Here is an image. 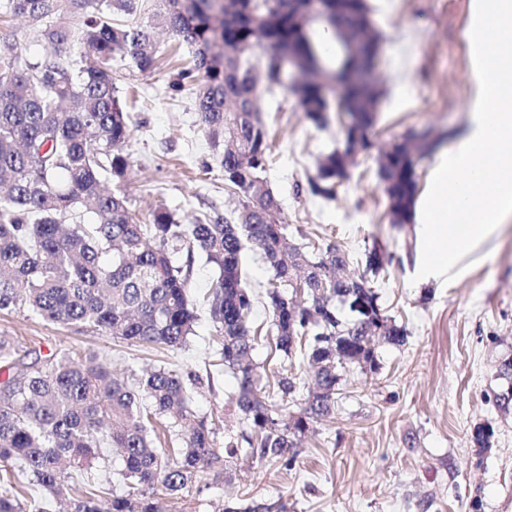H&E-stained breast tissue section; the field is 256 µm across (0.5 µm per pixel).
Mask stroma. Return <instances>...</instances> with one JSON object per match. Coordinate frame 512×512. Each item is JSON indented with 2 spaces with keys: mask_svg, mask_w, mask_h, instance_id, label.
<instances>
[{
  "mask_svg": "<svg viewBox=\"0 0 512 512\" xmlns=\"http://www.w3.org/2000/svg\"><path fill=\"white\" fill-rule=\"evenodd\" d=\"M366 3L380 34L381 98L369 131L374 150L358 155L336 199L304 192L319 160L343 149L342 117L331 112L327 127L317 128L301 111L286 69L280 84L260 94L270 146L264 177L294 243L331 239L349 253L355 271L373 245L393 254L376 288L388 315L405 327V341L377 344L378 371L346 369L333 416L305 433L292 468L238 458L201 473L181 500L158 492L165 512H217L277 498L288 512H512V411L493 402L512 386L501 373L512 360V224L467 278L417 283L415 226L390 223L375 154L412 131L431 130L444 149L462 132L471 101L470 0ZM0 50L21 61L55 52L17 16L0 21ZM157 61L146 73L128 59L112 62L132 128L124 147L130 165L119 183L127 205L142 224L162 207L182 224L215 209L233 215L238 202L225 188L192 99L170 89L190 51L164 31ZM194 330L187 347L171 350L25 311L0 312V336L27 350L101 353L134 378L157 366L200 375L204 385L191 409L215 418L220 451L240 434L243 419L229 401L233 378L209 364L219 343L207 311H200ZM480 428L491 430L488 444L476 441Z\"/></svg>",
  "mask_w": 512,
  "mask_h": 512,
  "instance_id": "obj_1",
  "label": "stroma"
}]
</instances>
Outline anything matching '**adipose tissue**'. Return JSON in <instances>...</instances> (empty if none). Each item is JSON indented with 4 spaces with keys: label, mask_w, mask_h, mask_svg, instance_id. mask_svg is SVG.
I'll return each mask as SVG.
<instances>
[{
    "label": "adipose tissue",
    "mask_w": 512,
    "mask_h": 512,
    "mask_svg": "<svg viewBox=\"0 0 512 512\" xmlns=\"http://www.w3.org/2000/svg\"><path fill=\"white\" fill-rule=\"evenodd\" d=\"M467 37V128L440 152L413 213L424 282L464 279L512 221V0H471Z\"/></svg>",
    "instance_id": "obj_1"
}]
</instances>
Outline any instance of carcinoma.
I'll return each mask as SVG.
<instances>
[{
    "label": "carcinoma",
    "mask_w": 512,
    "mask_h": 512,
    "mask_svg": "<svg viewBox=\"0 0 512 512\" xmlns=\"http://www.w3.org/2000/svg\"><path fill=\"white\" fill-rule=\"evenodd\" d=\"M139 0H4L0 10L27 18L40 36L63 46L70 40L64 19L81 18L79 58L44 56L24 62L0 52V311L26 310L70 328L90 327L114 339L179 349L194 335L190 274L199 252L215 270L203 296L220 349L217 365L231 375V396L248 429L214 448L215 420L194 416L191 388L198 376L159 367L131 385L112 371L106 356L76 353L36 356L0 336V512H26L29 489L69 502L70 512H159L157 488L177 496L197 474L245 453L280 468L295 462L298 437L335 412L340 369L379 367L372 337L391 344L406 332L384 313L373 277L394 255L380 246L366 251L365 268L346 273L347 253L329 242L312 251L288 240L279 200L263 172L269 160L267 132L256 106L254 65L232 47L270 49L267 85L278 83L279 52L301 59L313 72L317 52L306 27L310 0H161L155 24L192 49L172 92H189L224 184L240 200L228 218L215 210L194 224L178 223L159 210L153 223L136 222L121 190L130 165L123 147L128 115L118 97L109 61L130 58L141 72L153 69L152 25L118 20ZM350 47H376L371 23L349 28ZM380 88L359 96L352 116L373 123ZM301 110L318 127L331 111L325 86L305 83ZM434 141L411 134L379 153L377 175L385 185L391 223L409 221L417 191L415 170ZM356 158L334 151L307 181L314 196L336 197ZM187 244L182 260L169 242ZM257 249L271 278L267 292L271 323L251 331L252 296L242 256ZM301 282L297 289L294 283ZM310 366L296 399L295 382L262 381L253 353L261 341ZM180 428L173 454L156 447L153 421ZM108 445L120 449L124 491L102 484L66 482L61 465L96 457ZM225 512H288L287 504L258 503Z\"/></svg>",
    "instance_id": "1"
}]
</instances>
